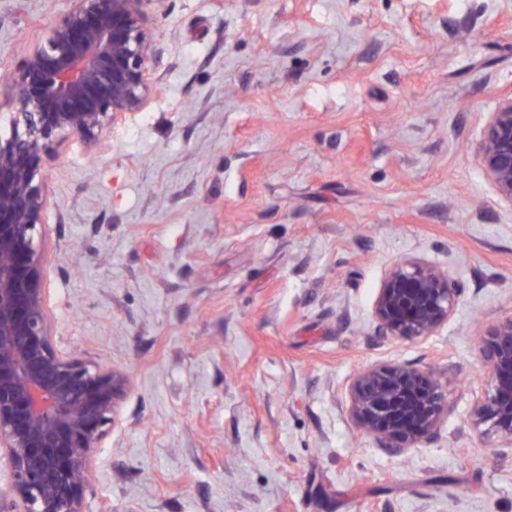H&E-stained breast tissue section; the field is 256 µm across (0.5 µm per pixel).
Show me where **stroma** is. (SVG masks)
Returning a JSON list of instances; mask_svg holds the SVG:
<instances>
[{"label":"stroma","mask_w":512,"mask_h":512,"mask_svg":"<svg viewBox=\"0 0 512 512\" xmlns=\"http://www.w3.org/2000/svg\"><path fill=\"white\" fill-rule=\"evenodd\" d=\"M70 5L0 0V77ZM149 26L162 91L45 165L55 343L132 376L86 512H512V447L469 422L475 330L512 314V204L476 158L512 0H166ZM409 256L461 296L398 342L372 304ZM396 362L448 386L403 453L350 415Z\"/></svg>","instance_id":"35a3bbf8"}]
</instances>
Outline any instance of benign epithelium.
Here are the masks:
<instances>
[{"instance_id":"1","label":"benign epithelium","mask_w":512,"mask_h":512,"mask_svg":"<svg viewBox=\"0 0 512 512\" xmlns=\"http://www.w3.org/2000/svg\"><path fill=\"white\" fill-rule=\"evenodd\" d=\"M160 0H72L27 49L5 84L15 111L0 135V457L13 470L0 512H85L92 459L109 435L131 375L60 351L45 302L41 227L49 199L46 160L71 138L102 150L103 131L142 109L162 84L147 7ZM478 166L512 204V97L488 113ZM448 270L416 258L392 264L372 306L379 332L397 341L436 335L455 311ZM489 378L471 425L512 447V314L479 332ZM358 431L405 451L428 440L448 414L441 377L402 364L369 366L354 378Z\"/></svg>"}]
</instances>
